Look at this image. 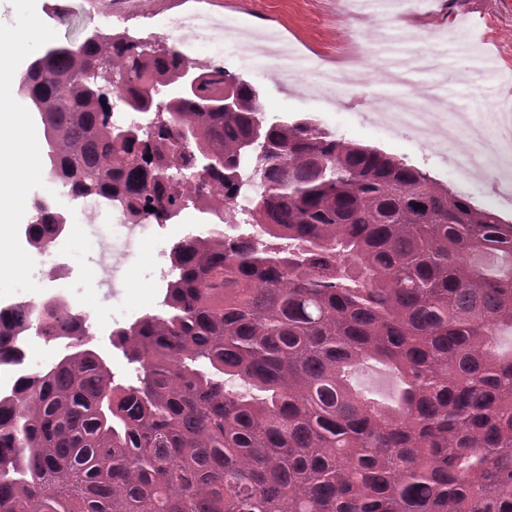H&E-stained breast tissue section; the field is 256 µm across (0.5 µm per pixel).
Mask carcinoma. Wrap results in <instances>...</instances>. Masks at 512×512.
<instances>
[{"label":"carcinoma","mask_w":512,"mask_h":512,"mask_svg":"<svg viewBox=\"0 0 512 512\" xmlns=\"http://www.w3.org/2000/svg\"><path fill=\"white\" fill-rule=\"evenodd\" d=\"M40 43L18 91L48 180L132 224L194 207L210 229L172 244L159 309L112 330L131 382L59 299L0 308V512H512V354L495 340L512 329V224L309 117L267 115L250 81L174 46ZM26 207L33 248L69 224ZM34 324L64 345L40 372L20 342ZM366 359L399 374L393 405L351 384Z\"/></svg>","instance_id":"carcinoma-1"}]
</instances>
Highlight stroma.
<instances>
[{"instance_id":"stroma-1","label":"stroma","mask_w":512,"mask_h":512,"mask_svg":"<svg viewBox=\"0 0 512 512\" xmlns=\"http://www.w3.org/2000/svg\"><path fill=\"white\" fill-rule=\"evenodd\" d=\"M363 2L34 0L29 35L79 40L90 23L104 34L125 32L176 46L192 61L221 65L249 80L260 89L269 115L311 116L337 136L404 158L438 182L469 194L475 205L512 222V185L489 173L462 175L453 165V149L439 151L411 134L372 122V90L390 66L430 54L439 57L440 67L417 74L414 90L396 88L392 97L412 99L418 88L431 86L447 117L465 110L495 124L504 99L512 100V0H379L369 8ZM19 7V0H0V62L18 78L29 62L12 37ZM194 14L217 23L211 40L184 37L178 21ZM270 29L296 49L295 69L355 66L363 71L364 84L353 93L333 87L317 92L281 61L242 51V33L259 36ZM58 205L74 227L70 251L84 256L73 279L78 299L95 321L91 344L103 353L116 381L131 379L133 366L110 345L109 337L114 328L157 308L166 287L155 278L158 260L184 235L206 232L208 216L188 209L176 223L147 225L126 244L81 216V201L64 196ZM11 239L13 252L25 260L26 278L19 284L10 271L0 272V305L51 297L50 280L38 273L42 257L27 244L21 225H13Z\"/></svg>"}]
</instances>
